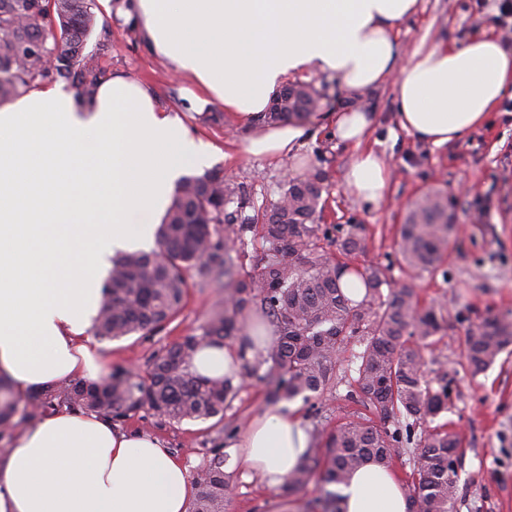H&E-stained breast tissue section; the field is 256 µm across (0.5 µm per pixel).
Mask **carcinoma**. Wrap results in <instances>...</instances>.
Wrapping results in <instances>:
<instances>
[{
	"label": "carcinoma",
	"instance_id": "1",
	"mask_svg": "<svg viewBox=\"0 0 512 512\" xmlns=\"http://www.w3.org/2000/svg\"><path fill=\"white\" fill-rule=\"evenodd\" d=\"M96 0H0V104L41 85L64 81L85 102L94 99L106 71L85 52L96 24ZM321 94L307 82L285 85L269 110L256 119L271 126L302 119L320 107ZM328 193L322 173L294 180L278 198L255 208L242 185L217 169L182 178L157 230V249L131 251L112 259L103 297L92 326L101 340L164 330L183 306L187 273L202 282L224 278V301L201 326L153 356L147 377L111 372L99 383L74 379L61 388L5 402L0 378V438L37 416L59 407L101 413L115 422L147 405L165 420L216 418L237 395L233 380L211 381L194 375L189 360L199 342L237 337L250 314L267 318L277 336L254 361L244 360L242 377L270 387L278 402L304 401L334 387L339 353L358 343L354 389L349 397L365 408L312 437L315 447L282 486L291 496L320 484V495L305 512H341L336 487L368 461L390 467L403 445L420 448L408 485L410 508L453 512L454 480L462 435L443 427L424 431L420 422L448 410L450 386L435 389L423 370V348L446 329L441 306L419 309L414 291L398 288L386 268L349 260L365 249L360 226L340 229L337 263L320 241L328 238L317 221ZM456 233L448 197L432 191L409 208L400 228V255L406 266L435 272ZM259 242L253 268L242 273L241 257ZM356 275L361 300L348 298L341 279ZM512 345V320L488 317L467 333L465 357L472 375L493 365ZM224 448L208 449L198 466L191 512H226L232 476L224 472Z\"/></svg>",
	"mask_w": 512,
	"mask_h": 512
}]
</instances>
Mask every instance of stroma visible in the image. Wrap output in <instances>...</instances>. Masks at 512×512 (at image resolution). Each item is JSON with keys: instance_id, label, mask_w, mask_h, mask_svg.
I'll return each mask as SVG.
<instances>
[{"instance_id": "35a3bbf8", "label": "stroma", "mask_w": 512, "mask_h": 512, "mask_svg": "<svg viewBox=\"0 0 512 512\" xmlns=\"http://www.w3.org/2000/svg\"><path fill=\"white\" fill-rule=\"evenodd\" d=\"M96 25L87 52L95 54L108 75L131 77L147 86L160 108L182 118L192 135L209 145L213 167L247 187L255 202L276 198L280 186L322 172L329 196L321 227L362 225L367 250L358 263L387 266L393 281L414 288L419 307H443L448 328L437 345L425 350L424 371L430 382L444 377L451 387L448 409L435 417V424H449L463 437L455 510L512 512V346L476 376L463 354L470 329L489 316H512V99L504 98L483 126L435 147L398 126L396 82H385L367 95L365 109L373 116L369 144L389 162L390 187L379 203H367L346 190L344 175L352 150L337 142L327 120L328 113L344 107L335 78L315 72L302 76L303 81L325 86L326 96L320 110L306 119L313 135L298 157L256 158L246 151L253 125L228 116L214 120L220 105L208 102L203 90L153 55L133 20L113 0H100ZM103 27L111 31L105 43L99 34ZM511 31L512 20L499 18L494 0H420L417 14L398 25V54L408 58L423 41L459 45L476 35L500 39ZM430 190L447 195L458 230L443 266L434 273H415L401 262L399 230L412 203ZM223 297V283L190 280L181 311L163 331L106 342L108 368L144 371L156 353L183 337L200 335ZM354 351L350 345L342 352L336 388L299 403L308 428L335 425L338 417L356 411L347 398ZM269 404L266 387L251 382L225 411L223 424L212 419L168 423L144 407L122 426L155 436L193 469L207 448L224 443L226 428L243 430L249 418ZM234 484L232 512H302L316 495L311 487L288 497L255 479L238 478Z\"/></svg>"}]
</instances>
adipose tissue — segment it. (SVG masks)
Instances as JSON below:
<instances>
[{
	"label": "adipose tissue",
	"instance_id": "ef3b65f1",
	"mask_svg": "<svg viewBox=\"0 0 512 512\" xmlns=\"http://www.w3.org/2000/svg\"><path fill=\"white\" fill-rule=\"evenodd\" d=\"M419 0H133L150 49L225 112L254 120L287 78L335 76L366 96L396 77L400 127L440 147L480 126L512 92V52L479 36L461 47L419 46L397 63L398 23ZM336 136L356 146L347 191L376 203L386 161L367 148L371 118L338 112ZM309 128L290 121L253 137L248 153L297 155ZM211 158L183 122L157 108L140 83L104 80L94 103L44 85L0 107V378L13 398L82 377L100 380L107 356L90 330L102 296L98 271L120 251L146 249L177 180ZM245 326L234 345L201 343L194 374L239 378L274 338ZM312 444L296 407L252 417L231 461L263 486L281 487ZM342 512H409L407 491L373 464L341 486ZM188 467L156 438L101 414L55 411L0 454V512H190Z\"/></svg>",
	"mask_w": 512,
	"mask_h": 512
}]
</instances>
